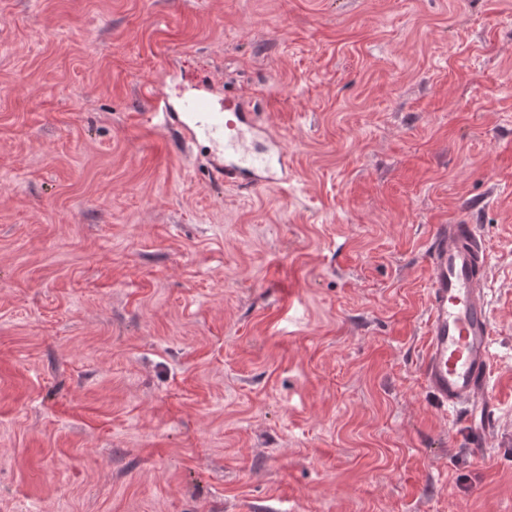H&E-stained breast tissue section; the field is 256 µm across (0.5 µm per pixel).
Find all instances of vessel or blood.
Segmentation results:
<instances>
[{"label":"vessel or blood","mask_w":512,"mask_h":512,"mask_svg":"<svg viewBox=\"0 0 512 512\" xmlns=\"http://www.w3.org/2000/svg\"><path fill=\"white\" fill-rule=\"evenodd\" d=\"M145 118L156 127L178 130L182 148L208 142L215 181L249 191L288 182L284 145L258 154L257 115L244 111L235 97H225L220 111L207 98L191 97L174 112L155 93ZM425 253L433 279L421 375L438 405L466 424L470 453L482 461L495 435L496 414L489 390L494 360L486 288L490 257L473 224L436 225Z\"/></svg>","instance_id":"obj_1"}]
</instances>
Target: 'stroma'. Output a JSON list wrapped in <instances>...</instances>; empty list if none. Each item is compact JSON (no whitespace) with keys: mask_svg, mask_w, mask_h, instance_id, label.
Segmentation results:
<instances>
[{"mask_svg":"<svg viewBox=\"0 0 512 512\" xmlns=\"http://www.w3.org/2000/svg\"><path fill=\"white\" fill-rule=\"evenodd\" d=\"M238 95L287 192L146 124ZM491 256L501 431L420 373ZM0 512H512V0H0ZM425 253L433 279L421 375L438 405L466 424L470 454L484 461L497 409L489 390L494 360L486 288L490 257L476 224L436 225Z\"/></svg>","mask_w":512,"mask_h":512,"instance_id":"35a3bbf8","label":"stroma"}]
</instances>
